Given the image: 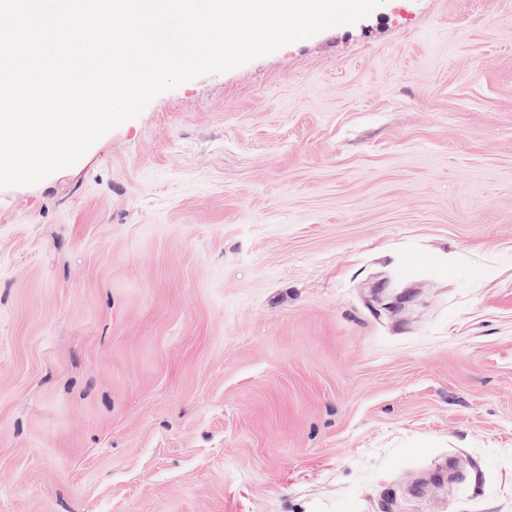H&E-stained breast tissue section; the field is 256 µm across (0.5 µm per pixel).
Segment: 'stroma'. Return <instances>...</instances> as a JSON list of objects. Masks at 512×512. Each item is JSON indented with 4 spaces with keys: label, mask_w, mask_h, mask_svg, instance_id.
<instances>
[{
    "label": "stroma",
    "mask_w": 512,
    "mask_h": 512,
    "mask_svg": "<svg viewBox=\"0 0 512 512\" xmlns=\"http://www.w3.org/2000/svg\"><path fill=\"white\" fill-rule=\"evenodd\" d=\"M0 512H512V0H383L0 189Z\"/></svg>",
    "instance_id": "stroma-1"
}]
</instances>
